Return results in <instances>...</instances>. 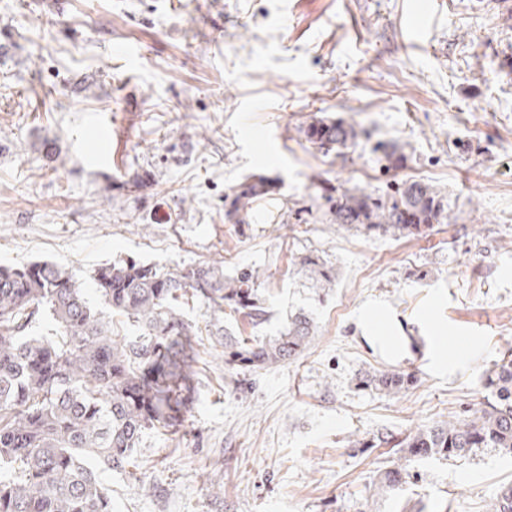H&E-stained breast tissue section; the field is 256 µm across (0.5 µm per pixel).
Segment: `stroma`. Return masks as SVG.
<instances>
[{"label": "stroma", "instance_id": "1", "mask_svg": "<svg viewBox=\"0 0 512 512\" xmlns=\"http://www.w3.org/2000/svg\"><path fill=\"white\" fill-rule=\"evenodd\" d=\"M0 0V265L202 263L258 273L267 311L310 313L296 361L252 372L204 341L179 431L146 433L142 478L105 479L117 512H487L512 454L411 459L383 444L473 411L512 347V17L494 0ZM344 118L356 145L303 125ZM112 137L110 161L95 147ZM397 149L402 168L385 153ZM276 181L245 215L225 198ZM448 201L430 235L340 228L312 185ZM336 284L317 292L296 260ZM412 375L361 389L364 372ZM407 476L378 488L389 462ZM306 139L319 147L336 146L347 147L355 144L360 137L361 130L354 122L343 118L336 120L315 119L304 129ZM276 188V181L266 175H252L245 182L232 189L227 216L241 215L247 212L256 199L268 195ZM302 272L308 275L314 288L325 290L333 288L336 281V270L318 256L305 255L298 258L296 263ZM363 387L375 389L388 394H397L406 390L413 383L412 376L398 370H382L368 373L360 378Z\"/></svg>", "mask_w": 512, "mask_h": 512}]
</instances>
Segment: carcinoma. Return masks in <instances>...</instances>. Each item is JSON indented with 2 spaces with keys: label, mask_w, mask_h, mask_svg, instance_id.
<instances>
[{
  "label": "carcinoma",
  "mask_w": 512,
  "mask_h": 512,
  "mask_svg": "<svg viewBox=\"0 0 512 512\" xmlns=\"http://www.w3.org/2000/svg\"><path fill=\"white\" fill-rule=\"evenodd\" d=\"M320 147L355 144L361 130L343 118L315 119L304 129ZM276 181L256 174L232 189L227 215H241ZM316 189L330 203V222L368 232L423 237L447 218L444 196L422 181L393 191ZM297 265L315 288L334 286L336 270L317 256ZM94 305L71 272L52 262L0 266V512H116L105 471L137 475L146 432L169 434L181 424L195 393L197 361L189 355L202 335L224 347L229 361L253 370L298 358L317 332L305 312L275 336L250 341L224 318L263 319L253 274L231 277L224 267L199 265L162 272L123 261L99 267ZM211 309L200 329L186 320L189 303ZM138 331L116 338L112 317ZM363 387L397 394L413 383L398 370L360 378ZM489 395L473 418L410 433L394 447L410 458L460 456L473 448L512 453V348L485 373ZM404 482L398 466L379 474V488ZM489 512H512V485Z\"/></svg>",
  "instance_id": "obj_1"
}]
</instances>
